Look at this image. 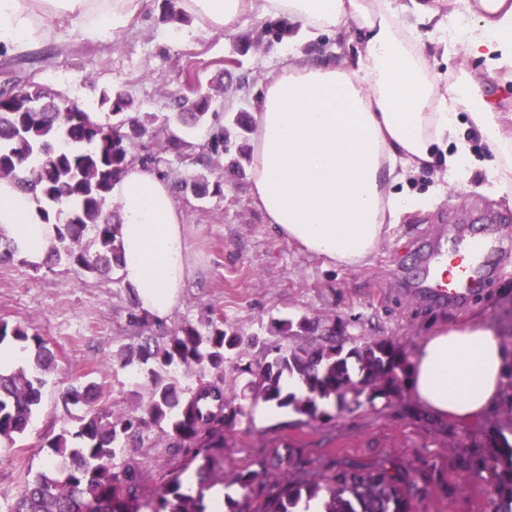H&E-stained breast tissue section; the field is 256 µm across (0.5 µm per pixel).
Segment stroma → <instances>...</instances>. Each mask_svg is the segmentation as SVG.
I'll use <instances>...</instances> for the list:
<instances>
[{
	"instance_id": "stroma-1",
	"label": "stroma",
	"mask_w": 512,
	"mask_h": 512,
	"mask_svg": "<svg viewBox=\"0 0 512 512\" xmlns=\"http://www.w3.org/2000/svg\"><path fill=\"white\" fill-rule=\"evenodd\" d=\"M162 6V0H144L111 41L87 40L64 21L56 23L49 41L31 49H0V87L33 81L88 112L98 111L103 90H122L138 111L154 113L158 122L137 141V155L155 159L157 170L173 184L203 174L223 178V194L174 195L194 268L179 306L160 322L161 330L223 316L243 338L240 352L246 363L262 359L267 347L280 342L272 324L284 318H309L319 335L339 319L346 335L386 338L414 352L436 327L477 316L502 342L512 341V203L478 192L483 171L473 170L465 185L445 183L440 195L433 172L410 175L397 189L417 198L419 208L389 229L366 264L343 267L288 245L266 223L250 191L246 157L251 141L244 132L232 135L206 167L184 162L169 149L160 124L186 80L214 98L209 126L184 133L187 152L197 153L206 148L213 128L249 118L282 58H308L314 46L322 57L344 62L356 54L348 34L326 33L312 42L297 32L278 39L261 19L232 33L215 32L191 19L168 23ZM421 37L429 49L427 65L442 82L468 74L486 94L512 95V81L495 72L494 61L475 63L459 48L436 49V34L425 31ZM474 237L495 246L485 259L480 285L466 300L439 301L417 293L428 251L440 243L461 256ZM129 299L113 273L90 277L67 264L47 269L19 259L0 263V323L26 325L55 354V368L26 435L14 447L0 449V499L53 461L47 440L80 413L63 403L68 385L98 384L94 406L108 412L128 409L142 392V379L114 357L120 346L138 342V331L129 324ZM243 406L244 416L224 432L222 474L290 448L312 457L333 453L365 466L384 461L433 465L455 491L447 498H429L418 512H483L488 488L465 478L458 456L472 434L486 430L485 418L438 422L416 408L408 393L390 405L382 399L359 407L329 403L324 418L316 421L261 401L247 399ZM169 443L154 427L141 446L121 453L140 462L150 492H158L169 471L187 461L186 455L173 454Z\"/></svg>"
}]
</instances>
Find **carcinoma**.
Returning <instances> with one entry per match:
<instances>
[{
  "mask_svg": "<svg viewBox=\"0 0 512 512\" xmlns=\"http://www.w3.org/2000/svg\"><path fill=\"white\" fill-rule=\"evenodd\" d=\"M14 95L0 91V180L9 179L22 191L40 196L44 219L54 221L55 234L47 259L77 266L90 275L121 268L120 224L108 212L114 179L134 162L135 141L155 121L149 112L134 111L124 93L105 90L102 119L80 108L54 111L56 99L46 87L30 83ZM212 96L200 93L190 103L177 99L181 121L202 122ZM177 189L221 195L224 182L199 176L181 181ZM275 331L288 340L269 347L272 357L254 365L225 363L242 345V336L224 319H210L200 328L184 322L170 334L147 336L137 346H123L117 361L144 380L146 394L134 408L106 414L93 408V384L65 389L64 404L86 411L64 427L47 447L69 461L49 468L24 483L6 512H209L206 491L224 454V429L243 416L228 395L247 377L244 387L257 399L299 415L318 419L319 402L331 397L341 403L400 396L407 352L385 338L336 343V329L313 338L310 321L283 319ZM21 344L33 359L30 371L0 365V443L11 447L28 429L42 403L46 375L55 355L47 341L21 324L0 323V344ZM212 377L195 386L183 382L197 372ZM297 381L302 393L288 390ZM490 430L474 439L459 458L467 476L487 481L490 492L484 512H512V364L509 382L493 408ZM157 427L171 447L191 453L196 463L197 490L184 488L181 474L170 475L157 493L145 498L140 466L117 462L122 448L144 439ZM229 484L241 497H224L221 512H298L301 502L324 500V512H415L433 495L448 497L453 486L435 467L382 462L363 466L334 458H311L291 450L234 470Z\"/></svg>",
  "mask_w": 512,
  "mask_h": 512,
  "instance_id": "cac0c4a2",
  "label": "carcinoma"
}]
</instances>
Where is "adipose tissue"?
I'll use <instances>...</instances> for the list:
<instances>
[{"label":"adipose tissue","mask_w":512,"mask_h":512,"mask_svg":"<svg viewBox=\"0 0 512 512\" xmlns=\"http://www.w3.org/2000/svg\"><path fill=\"white\" fill-rule=\"evenodd\" d=\"M143 0H0V45L25 51L68 18L91 40H111ZM200 25L228 33L248 17L287 18L308 35L347 27L358 43L344 66L317 59L273 72L252 114L251 194L279 236L305 253L344 266L367 262L387 229L416 198L394 192L411 170L445 150L448 176L466 182L481 168L483 192L512 195V111L481 85L445 86L426 65L422 30L472 59L496 55L512 73V0H178ZM469 123H462L461 114ZM490 154L473 157L468 126ZM121 220L122 282L141 310L167 317L192 274L186 224L169 182L140 163L115 182ZM44 204L0 180V230L19 255L42 263L54 235ZM512 351L483 322L448 325L426 337L405 384L435 420L471 421L498 402Z\"/></svg>","instance_id":"obj_1"}]
</instances>
